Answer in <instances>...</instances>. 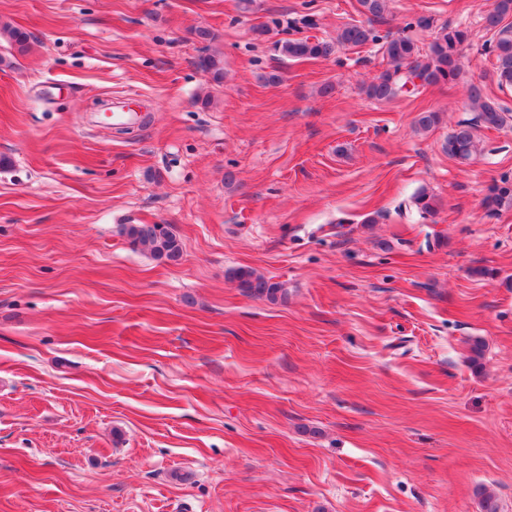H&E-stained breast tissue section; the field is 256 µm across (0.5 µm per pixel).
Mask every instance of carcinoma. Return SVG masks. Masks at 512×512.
I'll return each mask as SVG.
<instances>
[{
  "label": "carcinoma",
  "mask_w": 512,
  "mask_h": 512,
  "mask_svg": "<svg viewBox=\"0 0 512 512\" xmlns=\"http://www.w3.org/2000/svg\"><path fill=\"white\" fill-rule=\"evenodd\" d=\"M366 20L347 23L341 27L335 39H320L305 35L280 40L275 44L278 56L285 60L327 58L340 47L361 46L377 42L374 24L384 20L389 10L388 0H359ZM512 14V0H492L485 15L486 26L495 31L490 53L501 82L512 86V25H502L505 16ZM0 38H4L23 52L30 36L8 23H0ZM466 41L465 31L449 24L441 27L426 53L409 38L393 36L382 45L389 67L369 85L367 93L377 100L390 101L425 85L441 80L454 79L461 71V51ZM198 67L218 82L224 74L223 62L214 55L201 57ZM469 98L475 116L458 123L448 136V154L461 161H468L479 151L476 131L480 127L500 128L512 119L494 102L483 97L480 89L471 87ZM487 205L493 210L512 208V180L504 177L489 188ZM124 234L135 249L149 251L155 257L176 261L182 249L179 241L166 224H128ZM243 293L276 301L285 296L282 284L273 282L250 268H238L232 272Z\"/></svg>",
  "instance_id": "carcinoma-1"
}]
</instances>
